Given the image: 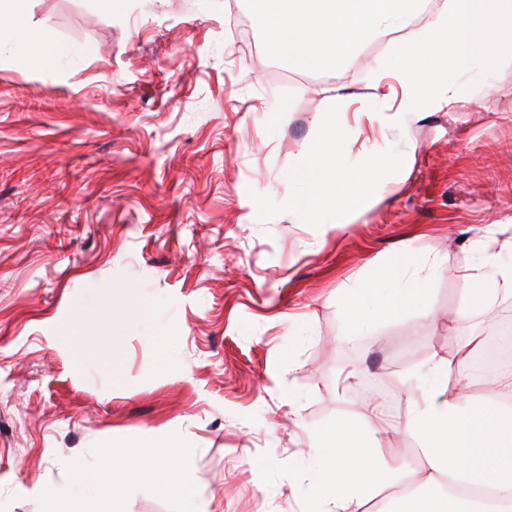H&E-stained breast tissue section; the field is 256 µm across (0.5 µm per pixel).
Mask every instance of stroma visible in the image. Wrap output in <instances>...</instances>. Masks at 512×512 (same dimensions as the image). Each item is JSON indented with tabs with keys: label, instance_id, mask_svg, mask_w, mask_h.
I'll return each mask as SVG.
<instances>
[{
	"label": "stroma",
	"instance_id": "35a3bbf8",
	"mask_svg": "<svg viewBox=\"0 0 512 512\" xmlns=\"http://www.w3.org/2000/svg\"><path fill=\"white\" fill-rule=\"evenodd\" d=\"M25 6L33 29L81 52L41 66L0 45V512H46L19 486L170 438L208 512H309L308 474L344 413L424 475L401 428L409 384L512 319L507 296L458 316L478 241L512 262V61L489 93L422 113L402 137L348 108L350 162L384 139L405 163L352 223L315 229L259 220L250 195L287 200L327 89L370 93L387 42L312 72L268 58L255 27L235 47L245 0ZM407 252L423 306L351 337V292ZM105 310L114 345L74 358L59 328ZM167 472L160 458L150 479L111 486L116 512H180Z\"/></svg>",
	"mask_w": 512,
	"mask_h": 512
}]
</instances>
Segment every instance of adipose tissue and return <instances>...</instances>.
<instances>
[{"instance_id": "obj_1", "label": "adipose tissue", "mask_w": 512, "mask_h": 512, "mask_svg": "<svg viewBox=\"0 0 512 512\" xmlns=\"http://www.w3.org/2000/svg\"><path fill=\"white\" fill-rule=\"evenodd\" d=\"M25 0H0V37L17 50L27 51L36 42H49L47 33L33 31L24 21ZM489 274L477 275L472 297L485 303L501 295L512 296V264L496 263L483 253ZM428 288L414 279L395 285L390 273L379 282L357 289L348 301L353 333L368 330L375 322L400 317L417 306ZM493 343L484 335L468 336L459 344L455 360L431 361L420 372L419 396L408 411L404 427L419 443L428 473L431 495L416 489L401 491L395 512H512V407L491 396L480 403L447 394L451 374L465 375L473 360L489 354ZM334 439L309 477L313 512H358L365 497L397 481L375 449L363 447L348 415H340L326 428ZM98 478L86 472L77 479L45 489L54 507L79 500L85 512H98L95 488Z\"/></svg>"}]
</instances>
